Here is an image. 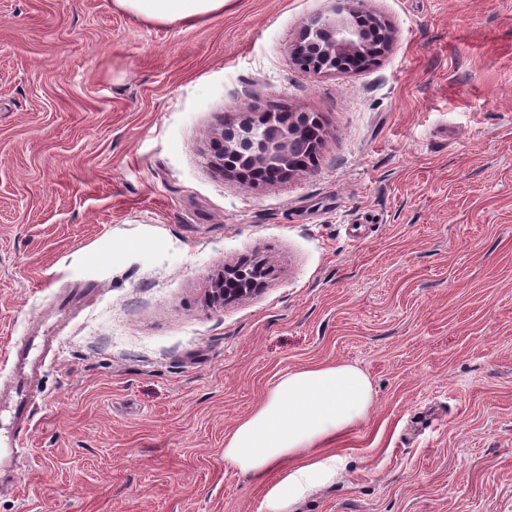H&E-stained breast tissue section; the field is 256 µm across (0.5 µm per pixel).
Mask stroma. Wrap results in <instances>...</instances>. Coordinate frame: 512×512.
I'll return each mask as SVG.
<instances>
[{"label":"stroma","instance_id":"35a3bbf8","mask_svg":"<svg viewBox=\"0 0 512 512\" xmlns=\"http://www.w3.org/2000/svg\"><path fill=\"white\" fill-rule=\"evenodd\" d=\"M331 7L0 0V397L11 347L58 338L0 512H265L224 438L333 363L372 406L295 512H512V0H364L388 53L292 64ZM273 107L322 116L315 166L215 170L212 135ZM254 258L262 289L209 304ZM137 19L167 22L196 21L223 12L228 0H115Z\"/></svg>","mask_w":512,"mask_h":512}]
</instances>
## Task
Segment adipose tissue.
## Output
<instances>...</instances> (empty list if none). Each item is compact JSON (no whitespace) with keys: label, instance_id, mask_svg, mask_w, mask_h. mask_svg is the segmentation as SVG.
<instances>
[{"label":"adipose tissue","instance_id":"1","mask_svg":"<svg viewBox=\"0 0 512 512\" xmlns=\"http://www.w3.org/2000/svg\"><path fill=\"white\" fill-rule=\"evenodd\" d=\"M135 18L192 22L223 12L227 0H116ZM372 404L367 376L349 364L314 365L289 372L267 392L224 441V459L241 474L281 478L267 491L265 512H292L316 487L332 481L344 461L324 445L363 420Z\"/></svg>","mask_w":512,"mask_h":512}]
</instances>
